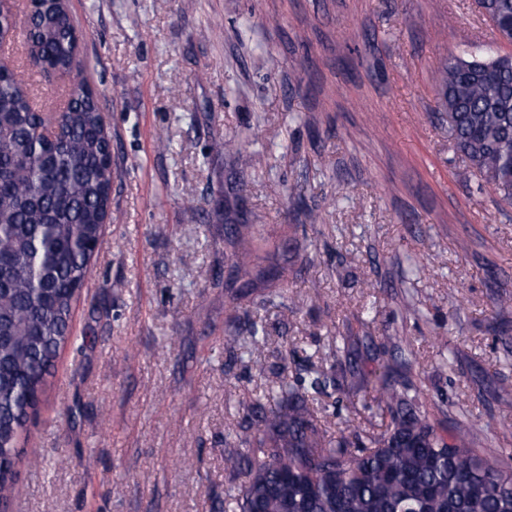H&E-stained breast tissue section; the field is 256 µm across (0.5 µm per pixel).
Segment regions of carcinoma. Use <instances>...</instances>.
Here are the masks:
<instances>
[{
	"label": "carcinoma",
	"mask_w": 512,
	"mask_h": 512,
	"mask_svg": "<svg viewBox=\"0 0 512 512\" xmlns=\"http://www.w3.org/2000/svg\"><path fill=\"white\" fill-rule=\"evenodd\" d=\"M0 0V35L29 33L35 73L69 76L76 27L58 0H38L18 19ZM493 26L512 27V0H478ZM24 75L0 72V496L9 499L20 461L18 441L35 414L60 350L71 342L72 306L98 255L111 206L110 141L97 100L73 82L68 106L38 111L19 86ZM448 137L457 151L512 201V64L449 55L439 73ZM240 171L262 164L238 139L215 142ZM224 350L253 357L269 331L249 307L298 309L305 299L278 289L283 267L258 225L224 216ZM378 348L369 332L334 336L315 376L288 380L285 364L260 369L275 377L267 395L240 403L237 428L224 444V505L231 512H512V448L479 447L471 425L448 442L433 420L442 412L424 397L422 380L386 363L371 376L357 359ZM346 394L372 391L366 424L334 439L320 425L317 395L328 385ZM248 452H243V449Z\"/></svg>",
	"instance_id": "cac0c4a2"
}]
</instances>
